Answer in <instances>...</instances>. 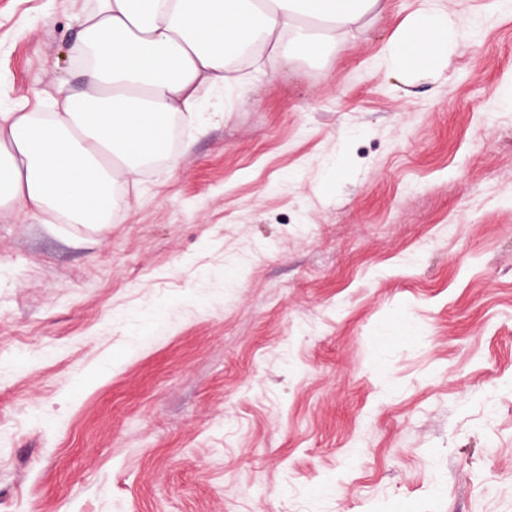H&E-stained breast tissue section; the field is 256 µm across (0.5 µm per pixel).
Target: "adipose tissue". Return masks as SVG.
Returning <instances> with one entry per match:
<instances>
[{
    "label": "adipose tissue",
    "instance_id": "adipose-tissue-1",
    "mask_svg": "<svg viewBox=\"0 0 512 512\" xmlns=\"http://www.w3.org/2000/svg\"><path fill=\"white\" fill-rule=\"evenodd\" d=\"M387 0H95L74 47L86 87L0 110V211L108 223L116 187L164 155L169 125L202 87L234 79L245 53L317 59L372 23ZM471 20L424 4L389 37L399 74L442 72Z\"/></svg>",
    "mask_w": 512,
    "mask_h": 512
}]
</instances>
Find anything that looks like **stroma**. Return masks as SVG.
Masks as SVG:
<instances>
[{
    "label": "stroma",
    "mask_w": 512,
    "mask_h": 512,
    "mask_svg": "<svg viewBox=\"0 0 512 512\" xmlns=\"http://www.w3.org/2000/svg\"><path fill=\"white\" fill-rule=\"evenodd\" d=\"M435 2L441 78L390 0L201 89L104 227L0 214V512H512V6ZM92 6L0 0L1 107ZM472 23L468 17L424 3L391 34L383 49L384 60L399 74L441 73L448 53L457 46L458 31Z\"/></svg>",
    "instance_id": "obj_1"
}]
</instances>
